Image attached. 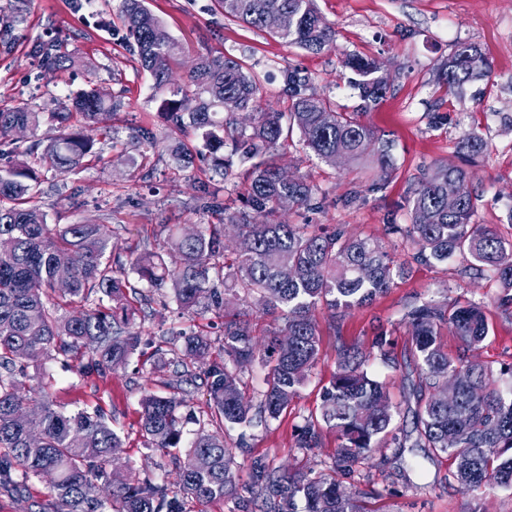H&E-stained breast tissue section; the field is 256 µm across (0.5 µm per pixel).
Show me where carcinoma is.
<instances>
[{
  "mask_svg": "<svg viewBox=\"0 0 512 512\" xmlns=\"http://www.w3.org/2000/svg\"><path fill=\"white\" fill-rule=\"evenodd\" d=\"M224 18L266 31L310 53L330 50L336 32L315 6V0H218ZM286 13V31L269 24ZM118 17L127 38L136 47L140 67L149 72L154 87L166 92L161 116L170 132L180 136L171 148L176 169L197 160L232 172L244 168L242 209L224 215L222 224H201L191 237L173 231L152 232L151 249L129 252L127 263L154 290L171 285L180 309L187 313L215 310L224 313V362L207 371L206 385L214 414L224 427L251 421L252 400L243 391L241 371L257 361L267 368L259 412L275 419L288 408L318 360L316 308L348 310L372 303L394 285L406 268L394 264L386 245L370 237L347 236L339 229L314 224L269 223L265 217L282 210L288 198L293 207H310L316 189L303 178L285 180L274 161L280 141L297 128L306 149L317 159L336 164V158L370 171L374 185L384 181L393 164V143L362 122L355 113L332 109L317 93L312 78L297 69L284 75L289 111L280 112L261 102L257 77L233 55H200L182 85L171 82V62L180 53L171 38L153 40L161 27L145 0H120ZM34 51L44 69L53 73L71 59L55 40H38ZM349 83L361 99L375 103L386 93L388 80L380 64L353 54L345 61ZM491 63L472 42L454 45L440 67L448 89L489 76ZM119 106L107 93L83 90L51 113L64 130L49 142L38 138L43 113L28 107L0 108V158L17 154L23 160L0 166V486L18 479L54 474L51 484L55 512H186L188 501L208 504L233 498L237 512H295V500L305 512H367L362 500L383 492L367 487L347 488L334 480L285 472L264 457L250 460V481L238 484L234 458L224 446V433L200 432L176 456L180 493L169 495L154 477L139 478L133 469L109 470L112 449L121 440L104 414L79 411L65 414L41 400L26 407L24 378L29 366L49 358L79 361L85 374L103 375L126 363L142 344L132 330L136 309L130 296L144 305L149 294L125 276L121 256L113 254L112 234L104 224H50L39 204V175L25 157H33L49 171L65 174L96 156L93 132L107 131L104 121ZM78 119L79 127H71ZM30 134L20 148L15 130ZM231 146L230 155L219 151ZM459 150L478 156L487 150L481 135H464ZM473 176L453 163L439 164L419 179L410 200L411 223L389 224L388 233L406 237L419 262H446L461 256L479 263L504 290L501 305L512 304V241L492 224H476ZM457 186V206L448 208V184ZM202 210L218 206L210 183L194 182ZM236 228L239 246L224 245V226ZM66 256L71 281L59 293L55 286L57 262ZM98 303L77 315L58 314L60 302ZM251 301L268 313H281L284 327L259 349L253 341L249 313L228 308L226 295ZM414 355L419 360V394L413 410L414 434L403 435L399 447L429 448L454 459V476L466 492L512 488V390L504 393L494 369L474 361L470 353L488 336L485 309L474 302L423 303L406 314ZM458 339L461 351L451 356L439 336L443 328ZM183 344L167 342L163 365L172 367L163 384L177 389L192 380L189 364L212 348L201 332L182 334ZM383 363L397 366L384 332L374 338ZM179 404L172 398L149 395L142 403L146 447L180 451L182 431ZM394 407L387 387L365 368L358 348L337 351L336 371L323 389L318 415L308 419L295 436L294 447L310 451L321 445L328 427L339 440L331 469L346 475L358 471L373 448L393 432ZM109 497L99 495V480Z\"/></svg>",
  "mask_w": 512,
  "mask_h": 512,
  "instance_id": "1",
  "label": "carcinoma"
}]
</instances>
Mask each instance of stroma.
<instances>
[{
    "instance_id": "obj_1",
    "label": "stroma",
    "mask_w": 512,
    "mask_h": 512,
    "mask_svg": "<svg viewBox=\"0 0 512 512\" xmlns=\"http://www.w3.org/2000/svg\"><path fill=\"white\" fill-rule=\"evenodd\" d=\"M322 16L336 29L335 50L312 54L288 45L266 32L225 19L217 0H146L164 30L184 48L174 67L177 80H185L192 59L199 54L233 55L255 73L262 98L275 108L288 107L285 71L308 73L318 93L328 97L339 112L361 113L364 122L394 141L395 168L380 188H372L362 168L328 165L304 149L299 134L283 142L280 163L292 175L303 177L317 189L315 207L290 208L279 215L290 224H317L339 228L346 235H385L387 223L410 221L411 191L425 170L448 161H460L458 143L471 131L488 144L483 155L471 160L473 186L479 196L476 221L496 225L512 240V0H316ZM116 0H0V26L13 17L21 22L9 43H0V106H26L43 113L38 134L55 138L58 125L51 113L61 111L69 97L96 86L121 99L108 119L115 142L96 145L99 160L69 174L41 172V204L52 224L95 222L107 225L118 248L145 238L163 224H218L225 209L242 206L221 171L198 163L178 171L166 148L169 131L152 97L153 80L140 69L120 20L114 19ZM55 39L72 58L69 69L44 74L32 52L37 39ZM481 47L492 63L484 80L450 92L439 85L438 68L456 42ZM360 53L377 60L390 80V88L372 108H364L356 91L342 76L347 54ZM445 114L442 122L433 113ZM152 128L159 141L149 149L132 140L135 128ZM152 169L141 179L139 167ZM210 179L225 209L201 213L195 200V177ZM393 256L407 274L372 305L330 316L317 310L319 359L288 409L275 419H254L245 432L231 429L224 443L237 463L240 481L249 479L250 458L262 456L286 471L311 474L330 471L338 446L334 431L322 432V446L306 453L294 446V435L307 417L318 412L321 393L336 370L340 345L357 347L366 366L387 383L400 414L394 425L411 430L405 417L413 400L417 361L408 342L405 315L412 304L442 303L450 299L484 306L489 333L475 351L477 361L493 368L512 366V307L500 306L503 290L489 273L469 269L456 257L444 263L417 262L406 239L394 237ZM223 317L207 313L192 317L178 309L173 295L156 304L155 314L136 319L134 329L146 339L128 364L98 376L82 375L77 366L61 360L30 368V397L46 393L55 408L65 413L101 410L112 419L122 439L118 468L158 475L175 489L178 468L167 453L144 445L140 427L141 400L160 391L162 374L148 342L181 332L202 330L218 338ZM394 341L399 369L385 366L372 347L376 328ZM212 348L192 366L194 383L172 390L185 418L184 439L199 431H215L205 381L210 365L223 361ZM448 457L424 448L397 450L394 443L374 449L365 467L379 500H366L369 512H512V490L466 493L453 479ZM0 512H54L50 486L40 477L9 489L0 488Z\"/></svg>"
}]
</instances>
